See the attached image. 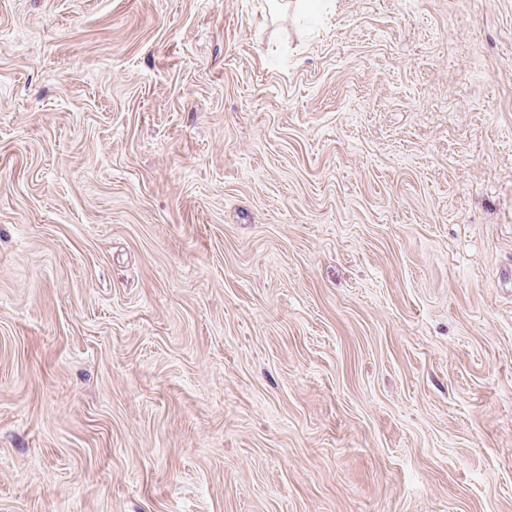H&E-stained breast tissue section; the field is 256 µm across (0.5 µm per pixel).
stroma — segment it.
Masks as SVG:
<instances>
[{
	"label": "stroma",
	"instance_id": "stroma-1",
	"mask_svg": "<svg viewBox=\"0 0 512 512\" xmlns=\"http://www.w3.org/2000/svg\"><path fill=\"white\" fill-rule=\"evenodd\" d=\"M0 512H512V0H0Z\"/></svg>",
	"mask_w": 512,
	"mask_h": 512
}]
</instances>
